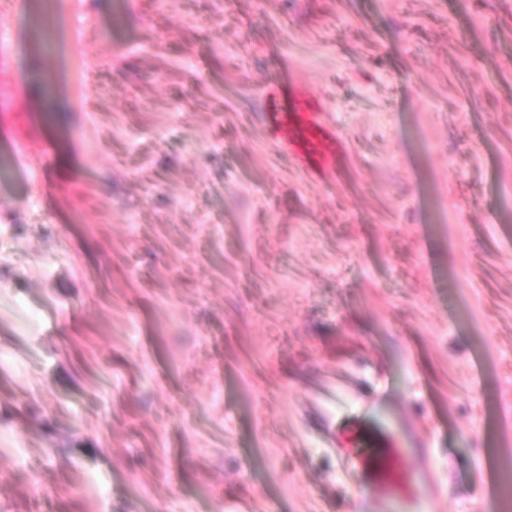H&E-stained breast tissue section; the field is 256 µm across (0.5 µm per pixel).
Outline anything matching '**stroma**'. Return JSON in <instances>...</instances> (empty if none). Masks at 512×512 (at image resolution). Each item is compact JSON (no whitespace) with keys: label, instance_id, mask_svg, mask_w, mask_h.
<instances>
[{"label":"stroma","instance_id":"stroma-1","mask_svg":"<svg viewBox=\"0 0 512 512\" xmlns=\"http://www.w3.org/2000/svg\"><path fill=\"white\" fill-rule=\"evenodd\" d=\"M0 0V512H512V0ZM301 86L341 146L278 149ZM370 415L324 413L321 388ZM360 421L432 487L361 492ZM82 40V28L81 25L77 22L72 23L66 32L64 45H62L59 41L56 42V52L57 54L63 53V63L60 72V76H62L64 71V66L68 58L74 52V50L79 46ZM267 118L276 146L290 154L311 174L324 175L336 168V133L323 121V113L306 90L271 93L267 98Z\"/></svg>","mask_w":512,"mask_h":512}]
</instances>
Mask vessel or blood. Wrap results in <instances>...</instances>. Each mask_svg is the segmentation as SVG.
Wrapping results in <instances>:
<instances>
[{
  "label": "vessel or blood",
  "mask_w": 512,
  "mask_h": 512,
  "mask_svg": "<svg viewBox=\"0 0 512 512\" xmlns=\"http://www.w3.org/2000/svg\"><path fill=\"white\" fill-rule=\"evenodd\" d=\"M267 103V118L280 150L290 154L308 173L323 175L335 170L339 141L335 132L325 125L323 114L308 91L272 93ZM363 440L365 452L356 458L357 467L379 478L399 476L422 483L423 472L405 469L403 449L393 447L378 433L365 434Z\"/></svg>",
  "instance_id": "vessel-or-blood-1"
}]
</instances>
